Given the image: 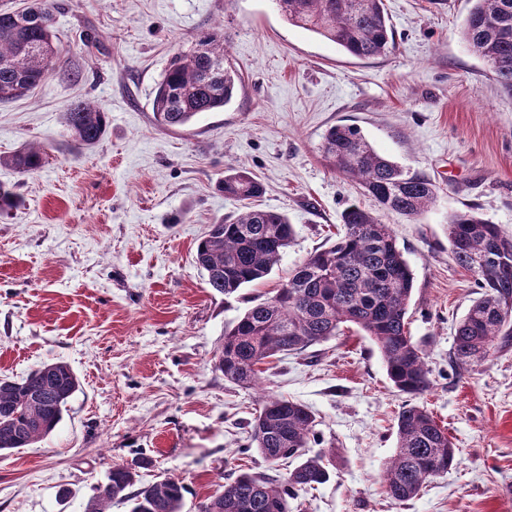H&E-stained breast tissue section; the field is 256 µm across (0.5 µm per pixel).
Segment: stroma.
<instances>
[{"label": "stroma", "instance_id": "stroma-1", "mask_svg": "<svg viewBox=\"0 0 512 512\" xmlns=\"http://www.w3.org/2000/svg\"><path fill=\"white\" fill-rule=\"evenodd\" d=\"M58 2L55 41L82 81L56 74L0 104V184L20 196L0 214V378L63 361L80 387L51 435L0 458V512H84L112 466L139 457L150 461L139 485L180 477L183 512H200L225 475L266 470L243 449L264 391L308 406L319 436L308 455H334L329 480L292 512H512V342L463 368L450 359L481 290L450 255L448 217L470 209L512 234V95L461 37L472 0H384L394 43L369 59L290 25L273 0ZM206 31L228 46L235 95L160 127L152 103L168 62ZM78 97L107 114L89 148L62 118ZM337 124L439 188L417 219L382 217L414 274L409 330L432 379L419 402L459 450L403 504L380 474L406 397L363 331L269 364L256 389L214 369L225 324L335 243L347 206L373 208L323 155ZM28 142L47 151L41 169L2 164ZM229 167L263 184L253 207L286 214L295 235L266 279L227 298L195 254L210 224L244 208L220 187Z\"/></svg>", "mask_w": 512, "mask_h": 512}]
</instances>
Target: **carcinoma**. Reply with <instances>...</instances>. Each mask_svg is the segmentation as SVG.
I'll return each mask as SVG.
<instances>
[{
    "label": "carcinoma",
    "instance_id": "cac0c4a2",
    "mask_svg": "<svg viewBox=\"0 0 512 512\" xmlns=\"http://www.w3.org/2000/svg\"><path fill=\"white\" fill-rule=\"evenodd\" d=\"M289 24L315 33L357 58L384 54L393 29L383 0H275ZM54 0H32L22 11L0 10V103L24 97L49 75L79 81L80 71L61 65L51 27ZM472 51L492 68L501 88L512 93V0H473L462 30ZM224 41L198 35L196 47L174 55L152 105L156 122L182 127L204 112L227 105L240 82L224 66ZM64 124L79 147L104 136L103 108L82 99L63 112ZM330 166L359 184L380 211L414 219L436 202L438 189L423 173L405 169L377 152L352 126L331 127L323 143ZM45 151L25 144L2 158L21 173H34ZM224 195L236 201L256 197L261 184L233 167L224 172ZM344 232L330 247L296 265L290 277L267 298L257 300L224 327V343L214 369L246 388L260 385L262 365L358 327L377 346L387 377L397 391L418 397L432 384L426 354L413 339L406 316L414 275L390 225L354 204L342 213ZM294 235L278 211L248 208L232 220L210 225L196 246V264L216 293L230 296L264 280L282 259ZM448 244L458 265L471 271L481 296L454 329L450 358L459 367L480 362L496 351L497 340L512 339V235L472 210L448 217ZM79 380L64 362L45 363L20 382L0 378V456L28 448L48 437L61 422ZM316 417L305 405L273 394L260 396L249 435L268 471L242 472L225 482L202 512H289L288 500L329 479L320 455L306 448L315 438ZM397 445L382 483L386 495L404 503L415 499L433 478L457 463L458 448L433 414L406 403L397 415ZM297 465L284 477L271 474L282 459ZM144 458L116 464L99 486L86 512H109L112 501L130 503V512H182L186 486L168 476L141 488L138 469Z\"/></svg>",
    "mask_w": 512,
    "mask_h": 512
}]
</instances>
